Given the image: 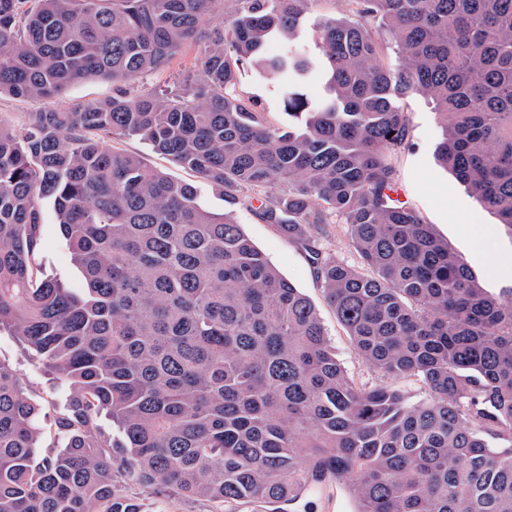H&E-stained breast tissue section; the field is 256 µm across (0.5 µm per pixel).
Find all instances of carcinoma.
<instances>
[{
    "label": "carcinoma",
    "mask_w": 512,
    "mask_h": 512,
    "mask_svg": "<svg viewBox=\"0 0 512 512\" xmlns=\"http://www.w3.org/2000/svg\"><path fill=\"white\" fill-rule=\"evenodd\" d=\"M227 1L229 20L209 25ZM312 2L0 0V95L50 101L91 77L116 86L0 125V332L65 397L40 425V403L0 362V512H143L118 481L217 512L241 501L283 512L327 477L347 482L355 512H512V288H482L392 198L391 163L409 131L398 100L430 97L437 160L512 229V0H349L352 15L319 22L318 60L300 46ZM192 41L205 44L192 79L130 94ZM249 62L277 79L288 127L237 93ZM314 72L319 101L299 91ZM121 137L232 203L248 193L305 251L362 359L428 398L356 383L314 305L241 225L112 148ZM46 202L78 291L38 262ZM333 223L360 265L322 246Z\"/></svg>",
    "instance_id": "1"
}]
</instances>
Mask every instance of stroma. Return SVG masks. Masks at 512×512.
Wrapping results in <instances>:
<instances>
[{"instance_id": "obj_1", "label": "stroma", "mask_w": 512, "mask_h": 512, "mask_svg": "<svg viewBox=\"0 0 512 512\" xmlns=\"http://www.w3.org/2000/svg\"><path fill=\"white\" fill-rule=\"evenodd\" d=\"M200 55L198 44L186 45L166 71L147 78L146 87L159 90L172 85L175 80L193 77ZM239 91L243 97L258 100L273 124H287L288 116L280 102L277 86L259 67L248 66ZM114 92L111 80L91 78L71 86L53 100L52 105L63 110L73 109L107 100ZM400 106L409 120L408 142L392 161L405 200L414 204L424 221L432 224L435 233L464 259L484 288L495 294L512 288V230L482 209L456 178L438 164L435 149L442 129L430 98L414 94L402 99ZM115 145L139 154L147 165L171 178L194 184L198 190V202L203 208L216 214H232L268 261L313 303L337 359L357 383L391 386L399 390L410 404L426 398L427 393L419 381L381 375L364 362L337 322L305 253L273 226L263 223L247 202L232 204L224 201L205 180L169 157L154 153L139 139L121 138ZM41 239L39 259L43 270L60 278L72 289L82 288V278L71 260L53 208L49 205L44 208ZM0 362L17 370L28 394L42 405L44 413H53L61 406L63 397L56 391L51 374L41 364L28 359L15 337L5 333L0 334ZM303 499V504L296 506L294 512L355 510L346 484L333 480L304 494Z\"/></svg>"}]
</instances>
